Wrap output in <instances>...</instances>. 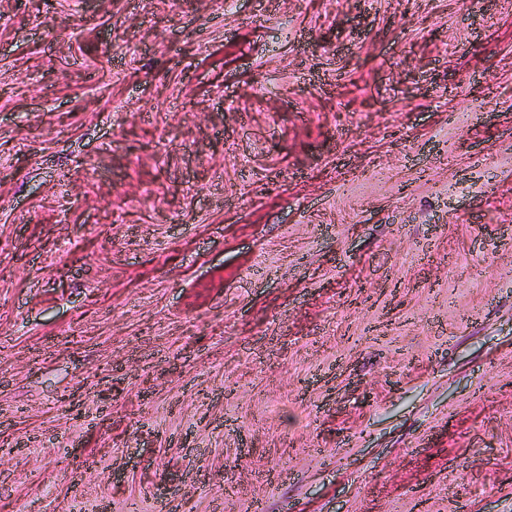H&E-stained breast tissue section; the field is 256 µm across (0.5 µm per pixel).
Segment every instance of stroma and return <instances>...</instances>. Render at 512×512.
Wrapping results in <instances>:
<instances>
[{"mask_svg":"<svg viewBox=\"0 0 512 512\" xmlns=\"http://www.w3.org/2000/svg\"><path fill=\"white\" fill-rule=\"evenodd\" d=\"M0 512H512V0H0Z\"/></svg>","mask_w":512,"mask_h":512,"instance_id":"1","label":"stroma"}]
</instances>
